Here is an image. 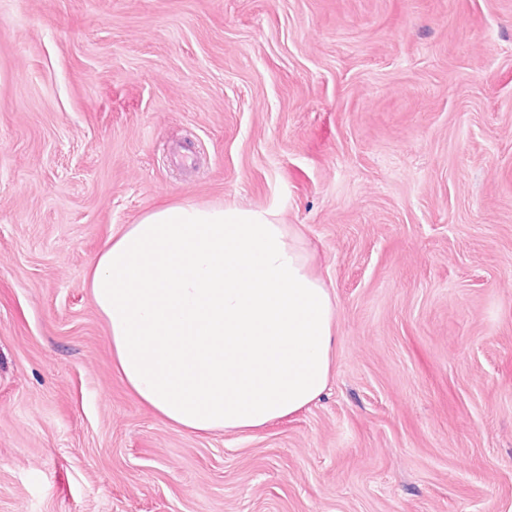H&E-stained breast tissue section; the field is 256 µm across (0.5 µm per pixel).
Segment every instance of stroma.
<instances>
[{
  "instance_id": "1",
  "label": "stroma",
  "mask_w": 512,
  "mask_h": 512,
  "mask_svg": "<svg viewBox=\"0 0 512 512\" xmlns=\"http://www.w3.org/2000/svg\"><path fill=\"white\" fill-rule=\"evenodd\" d=\"M182 202L300 233L308 409L188 435L115 371L86 270ZM0 512H512V0H0Z\"/></svg>"
}]
</instances>
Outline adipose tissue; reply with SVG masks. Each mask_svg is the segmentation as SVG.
<instances>
[{"instance_id":"1","label":"adipose tissue","mask_w":512,"mask_h":512,"mask_svg":"<svg viewBox=\"0 0 512 512\" xmlns=\"http://www.w3.org/2000/svg\"><path fill=\"white\" fill-rule=\"evenodd\" d=\"M87 284L117 372L177 430H254L328 388L336 308L271 211L159 206L112 235Z\"/></svg>"}]
</instances>
